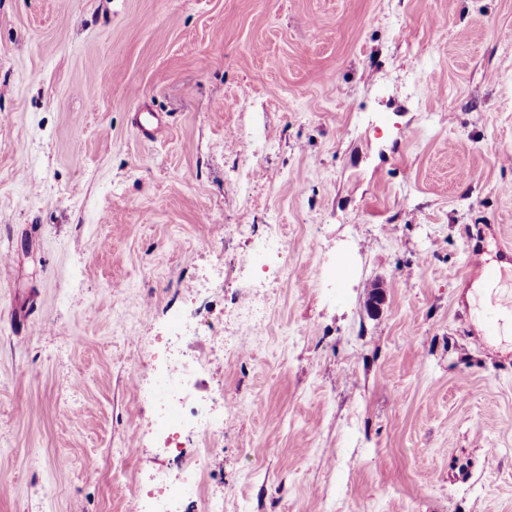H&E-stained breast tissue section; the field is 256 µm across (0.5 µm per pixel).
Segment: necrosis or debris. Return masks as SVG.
Segmentation results:
<instances>
[{"label": "necrosis or debris", "mask_w": 512, "mask_h": 512, "mask_svg": "<svg viewBox=\"0 0 512 512\" xmlns=\"http://www.w3.org/2000/svg\"><path fill=\"white\" fill-rule=\"evenodd\" d=\"M163 353L147 352L140 361L149 367L153 384L143 400L146 424L159 447L177 462L176 472L155 473L151 489L136 487L131 495L133 512H181V505L198 495L205 467L203 457L186 458L190 446L215 444L224 433V416L204 400H192L202 376L224 352L214 329L204 327L193 305L172 316Z\"/></svg>", "instance_id": "1"}]
</instances>
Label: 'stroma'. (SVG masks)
Segmentation results:
<instances>
[{
    "instance_id": "35a3bbf8",
    "label": "stroma",
    "mask_w": 512,
    "mask_h": 512,
    "mask_svg": "<svg viewBox=\"0 0 512 512\" xmlns=\"http://www.w3.org/2000/svg\"><path fill=\"white\" fill-rule=\"evenodd\" d=\"M273 229L203 491L512 512V290L462 274L512 270V0H0V512H127L172 467L129 360L226 263L222 328ZM465 268V271L469 273L477 270L480 277H482L484 281L489 284H495L501 280V272L497 268L488 266L485 262H483L481 260L480 254L477 252H470L465 263Z\"/></svg>"
}]
</instances>
